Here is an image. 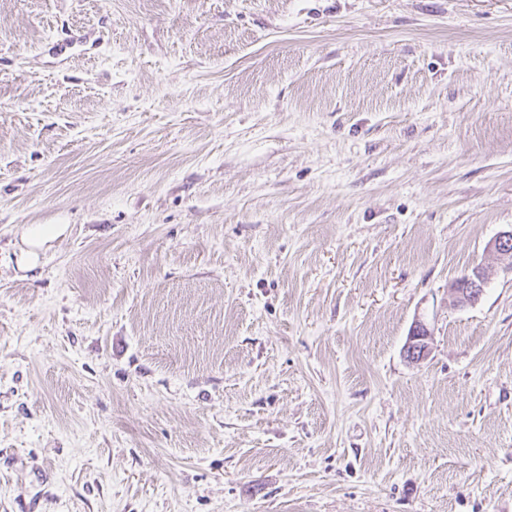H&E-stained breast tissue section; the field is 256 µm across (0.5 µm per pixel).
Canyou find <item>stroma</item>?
I'll return each instance as SVG.
<instances>
[{
    "mask_svg": "<svg viewBox=\"0 0 512 512\" xmlns=\"http://www.w3.org/2000/svg\"><path fill=\"white\" fill-rule=\"evenodd\" d=\"M511 228L512 0H0V512H512ZM59 231L58 227H38L36 229L33 228L31 233L28 236V245L30 249H28L22 258V262L25 267L31 269L36 266L38 261V250L41 249L44 242L53 236V234ZM485 279L475 269L450 285L453 302L458 307H468L477 304L484 293ZM430 332L424 323L417 321L405 345L406 358L414 363L425 360L429 355Z\"/></svg>",
    "mask_w": 512,
    "mask_h": 512,
    "instance_id": "1",
    "label": "stroma"
}]
</instances>
